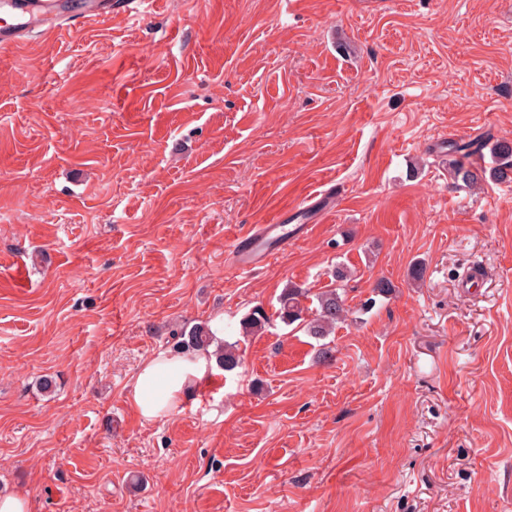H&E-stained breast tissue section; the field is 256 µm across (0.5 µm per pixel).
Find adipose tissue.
Wrapping results in <instances>:
<instances>
[{
  "instance_id": "obj_1",
  "label": "adipose tissue",
  "mask_w": 512,
  "mask_h": 512,
  "mask_svg": "<svg viewBox=\"0 0 512 512\" xmlns=\"http://www.w3.org/2000/svg\"><path fill=\"white\" fill-rule=\"evenodd\" d=\"M215 366L209 352L158 353L140 368L130 398L143 419H157L176 410Z\"/></svg>"
}]
</instances>
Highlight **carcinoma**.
Here are the masks:
<instances>
[{
	"mask_svg": "<svg viewBox=\"0 0 512 512\" xmlns=\"http://www.w3.org/2000/svg\"><path fill=\"white\" fill-rule=\"evenodd\" d=\"M486 142L471 139L451 146L456 157L449 160L448 169L453 183L465 187H473L478 182L488 179L492 182H506L512 179V142L506 139L496 141L490 148L492 166L485 167L472 160L476 155H483ZM304 291L300 288H287L279 297V317L287 325L299 323L307 333L321 339L330 334L333 328L346 320L349 309L346 308L343 295L339 288H329L317 295L315 312L301 303ZM269 318L258 308L242 323V328L253 333L262 331ZM214 343L213 333L206 326L194 325L181 329L178 333L177 348L182 351H206ZM218 366L231 370L238 364L235 346L226 343L216 351Z\"/></svg>",
	"mask_w": 512,
	"mask_h": 512,
	"instance_id": "carcinoma-1",
	"label": "carcinoma"
}]
</instances>
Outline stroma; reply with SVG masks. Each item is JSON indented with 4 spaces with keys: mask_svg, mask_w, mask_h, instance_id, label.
<instances>
[{
    "mask_svg": "<svg viewBox=\"0 0 512 512\" xmlns=\"http://www.w3.org/2000/svg\"><path fill=\"white\" fill-rule=\"evenodd\" d=\"M478 135L512 140V0H160L0 50V493L512 512V182L448 174ZM283 210L310 233L231 266ZM337 266L330 336L275 321ZM218 318L240 365L144 420L140 366Z\"/></svg>",
    "mask_w": 512,
    "mask_h": 512,
    "instance_id": "obj_1",
    "label": "stroma"
}]
</instances>
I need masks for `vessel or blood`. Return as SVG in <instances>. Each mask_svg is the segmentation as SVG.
Masks as SVG:
<instances>
[{
  "instance_id": "obj_1",
  "label": "vessel or blood",
  "mask_w": 512,
  "mask_h": 512,
  "mask_svg": "<svg viewBox=\"0 0 512 512\" xmlns=\"http://www.w3.org/2000/svg\"><path fill=\"white\" fill-rule=\"evenodd\" d=\"M146 0H43L41 15H34L31 0H0V49L5 50L26 41L34 22L50 31L68 30L88 20L108 19L113 12H131L134 4ZM310 225H298L287 232L281 220L254 224L236 237L231 246L235 268H255L270 257L287 249L292 239L309 234Z\"/></svg>"
}]
</instances>
